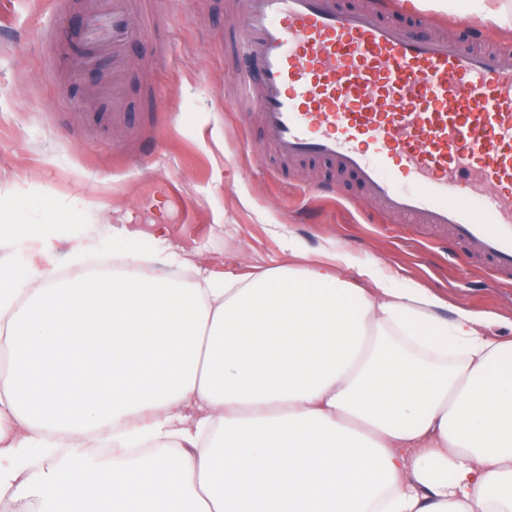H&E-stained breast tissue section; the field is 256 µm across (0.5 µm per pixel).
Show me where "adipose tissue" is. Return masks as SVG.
Returning a JSON list of instances; mask_svg holds the SVG:
<instances>
[{
  "label": "adipose tissue",
  "instance_id": "1",
  "mask_svg": "<svg viewBox=\"0 0 512 512\" xmlns=\"http://www.w3.org/2000/svg\"><path fill=\"white\" fill-rule=\"evenodd\" d=\"M433 8L512 28L507 0ZM33 259L0 201V502L39 512H512V341L344 252L186 284L114 273L142 244L86 239L38 200ZM98 251L93 277L60 275ZM357 266L376 294L341 280ZM200 417L189 419L188 409ZM78 453L31 481L34 449Z\"/></svg>",
  "mask_w": 512,
  "mask_h": 512
}]
</instances>
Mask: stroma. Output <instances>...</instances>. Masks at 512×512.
Masks as SVG:
<instances>
[{
    "mask_svg": "<svg viewBox=\"0 0 512 512\" xmlns=\"http://www.w3.org/2000/svg\"><path fill=\"white\" fill-rule=\"evenodd\" d=\"M160 27L145 28L126 81L130 111L102 119L91 102L98 81L66 75L61 36L96 0H0V196L39 197L75 209L85 236L120 232L142 241L166 226L183 260L170 270L136 259L148 276L176 272L256 274L296 264L288 250L348 253L339 276L358 282L356 263L377 260L397 287L424 288L440 315L474 314L483 335L512 340V287L482 264L434 245L433 232L370 212L361 189L324 162L278 163L260 141L254 113L234 101L225 24L241 0H143ZM158 97L145 105L147 88ZM338 193L318 196L316 185Z\"/></svg>",
    "mask_w": 512,
    "mask_h": 512,
    "instance_id": "35a3bbf8",
    "label": "stroma"
}]
</instances>
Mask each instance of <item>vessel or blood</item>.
I'll list each match as a JSON object with an SVG mask.
<instances>
[{
  "label": "vessel or blood",
  "mask_w": 512,
  "mask_h": 512,
  "mask_svg": "<svg viewBox=\"0 0 512 512\" xmlns=\"http://www.w3.org/2000/svg\"><path fill=\"white\" fill-rule=\"evenodd\" d=\"M134 0H97L72 74L103 68L112 118L127 108ZM423 15L396 25L338 0H243L228 21L239 95L282 163L352 177L381 213L442 230L512 281V52L458 46Z\"/></svg>",
  "instance_id": "1"
}]
</instances>
